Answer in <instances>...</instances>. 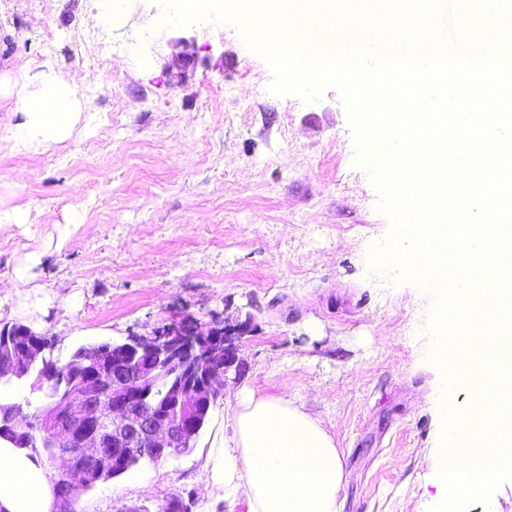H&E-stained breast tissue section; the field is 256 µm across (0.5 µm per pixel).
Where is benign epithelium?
I'll list each match as a JSON object with an SVG mask.
<instances>
[{"label": "benign epithelium", "instance_id": "7a95c632", "mask_svg": "<svg viewBox=\"0 0 512 512\" xmlns=\"http://www.w3.org/2000/svg\"><path fill=\"white\" fill-rule=\"evenodd\" d=\"M247 332L245 322L181 320L121 342L82 345L61 362L46 355L51 341L25 326V340L0 351V379L31 377L34 392L52 381L61 391L32 422L17 404L0 403V435L43 449L62 476L85 485L119 474L130 457L166 459L193 447L200 421L238 368L237 341ZM160 381L168 390L157 402Z\"/></svg>", "mask_w": 512, "mask_h": 512}]
</instances>
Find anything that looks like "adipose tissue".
<instances>
[{"mask_svg": "<svg viewBox=\"0 0 512 512\" xmlns=\"http://www.w3.org/2000/svg\"><path fill=\"white\" fill-rule=\"evenodd\" d=\"M88 103L47 68L19 96L24 119L15 150L38 151L70 139ZM201 481L215 500H243L247 512H342L344 463L334 436L295 401L241 388L224 429L204 455ZM39 454L0 438V512H59Z\"/></svg>", "mask_w": 512, "mask_h": 512, "instance_id": "1", "label": "adipose tissue"}]
</instances>
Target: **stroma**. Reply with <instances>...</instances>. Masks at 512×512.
Returning <instances> with one entry per match:
<instances>
[{"label":"stroma","mask_w":512,"mask_h":512,"mask_svg":"<svg viewBox=\"0 0 512 512\" xmlns=\"http://www.w3.org/2000/svg\"><path fill=\"white\" fill-rule=\"evenodd\" d=\"M0 0V75L53 67L90 102L73 137L12 150L16 95L0 98V324L66 360L80 346L190 318L245 322L241 371L190 451L96 484L72 512H203L201 453L236 391L303 403L344 455V512H430L441 396L463 376L433 358L435 297L368 253L392 220L338 88L276 95L270 64L234 23L165 27L160 0ZM194 41L180 67L169 40Z\"/></svg>","instance_id":"obj_1"}]
</instances>
